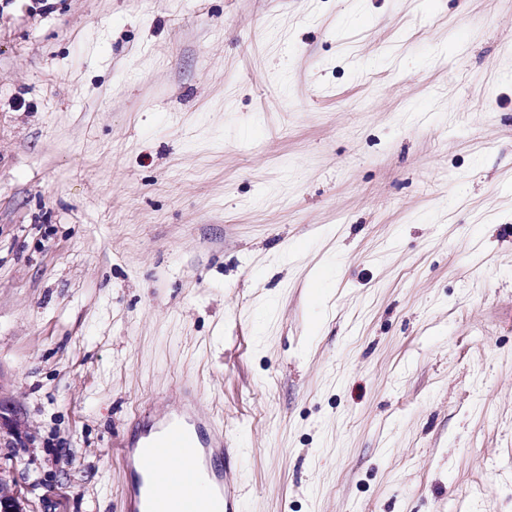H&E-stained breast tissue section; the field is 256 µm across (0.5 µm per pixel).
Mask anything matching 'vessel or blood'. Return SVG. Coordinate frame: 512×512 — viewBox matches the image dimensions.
I'll use <instances>...</instances> for the list:
<instances>
[{"label": "vessel or blood", "mask_w": 512, "mask_h": 512, "mask_svg": "<svg viewBox=\"0 0 512 512\" xmlns=\"http://www.w3.org/2000/svg\"><path fill=\"white\" fill-rule=\"evenodd\" d=\"M119 453L126 472L127 512H238L239 495L225 470L212 464L226 455L224 438L207 435L193 408L167 418L143 445L129 444ZM175 455L180 472L158 469V458Z\"/></svg>", "instance_id": "1"}]
</instances>
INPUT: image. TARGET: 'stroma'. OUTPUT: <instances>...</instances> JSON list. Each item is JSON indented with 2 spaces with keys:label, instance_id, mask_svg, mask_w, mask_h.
<instances>
[{
  "label": "stroma",
  "instance_id": "obj_1",
  "mask_svg": "<svg viewBox=\"0 0 512 512\" xmlns=\"http://www.w3.org/2000/svg\"><path fill=\"white\" fill-rule=\"evenodd\" d=\"M185 384L240 512H512V0H0V475Z\"/></svg>",
  "mask_w": 512,
  "mask_h": 512
}]
</instances>
